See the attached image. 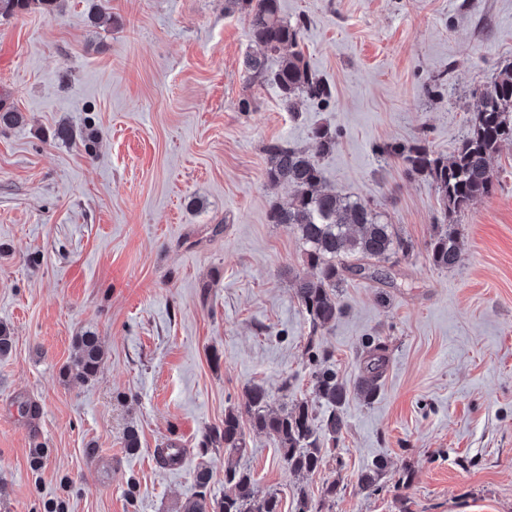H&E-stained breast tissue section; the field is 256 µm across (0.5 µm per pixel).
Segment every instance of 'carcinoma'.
<instances>
[{
	"label": "carcinoma",
	"mask_w": 512,
	"mask_h": 512,
	"mask_svg": "<svg viewBox=\"0 0 512 512\" xmlns=\"http://www.w3.org/2000/svg\"><path fill=\"white\" fill-rule=\"evenodd\" d=\"M247 9L249 40L264 54L247 58L249 74L276 85L284 108L298 110L301 100L329 106L333 99L330 83L312 70L300 46L307 19L299 16L291 22L281 17L280 0H228ZM58 0H0V15L13 16L31 11L54 14ZM280 58L274 71L266 59ZM338 135L327 129L313 133V153L272 142L266 148V178L272 184H285L292 190L288 205L274 208L269 219L293 231L309 266L318 270L314 278L294 277V290L312 329L316 330L341 314L336 288L347 278L391 282L386 264L398 255H413V243L400 236L393 225L383 221L381 213L364 201L323 190L319 158L331 154ZM512 143V66L502 68L495 79L477 95L465 135L449 158L430 150L424 140L405 146L386 144L378 147L381 155L402 161L410 176L432 179L439 193L448 223L440 224L426 247L429 262L438 269H451L460 259V231L455 218L475 201L489 195L494 187L490 159L502 144ZM76 354L65 375L82 382L97 376L104 363L98 338L84 334L75 339ZM312 367V389L316 400L327 406L321 425H316L313 406L302 401L281 412L267 410L268 393L254 385L245 391V410L253 425L276 438L278 451L288 471L294 475L311 473L325 459V442L334 440L345 428L343 407L347 390L330 366V353L313 346L307 351ZM389 363L380 344L367 346L357 391L365 401L377 393L379 382ZM240 411L224 412V424L208 429L200 444L204 449L222 448L230 455L243 456L245 435ZM198 491L182 505V512H281L275 491H260L250 469L229 465L224 469V496L211 498L209 472L200 470L195 477ZM337 485L324 490L316 500L307 490L297 488L295 512H322L325 500L336 496Z\"/></svg>",
	"instance_id": "cac0c4a2"
}]
</instances>
